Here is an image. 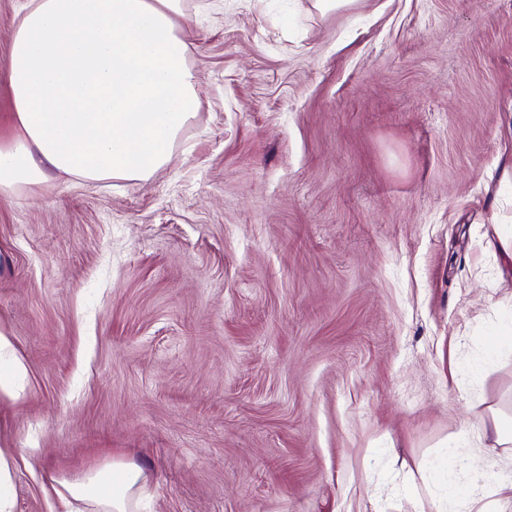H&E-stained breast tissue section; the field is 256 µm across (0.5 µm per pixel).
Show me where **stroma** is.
<instances>
[{"instance_id":"stroma-1","label":"stroma","mask_w":512,"mask_h":512,"mask_svg":"<svg viewBox=\"0 0 512 512\" xmlns=\"http://www.w3.org/2000/svg\"><path fill=\"white\" fill-rule=\"evenodd\" d=\"M184 7L169 163L0 193L15 512L115 458L142 512H420L442 447L512 416V0Z\"/></svg>"}]
</instances>
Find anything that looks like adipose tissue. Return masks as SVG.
Listing matches in <instances>:
<instances>
[{"mask_svg": "<svg viewBox=\"0 0 512 512\" xmlns=\"http://www.w3.org/2000/svg\"><path fill=\"white\" fill-rule=\"evenodd\" d=\"M183 0H24L7 75L15 132L0 141V192L62 172L142 180L195 117ZM149 474L115 460L54 481L64 512H136Z\"/></svg>", "mask_w": 512, "mask_h": 512, "instance_id": "obj_1", "label": "adipose tissue"}]
</instances>
